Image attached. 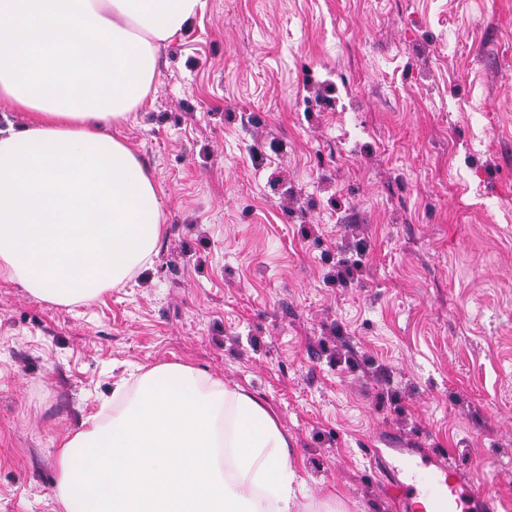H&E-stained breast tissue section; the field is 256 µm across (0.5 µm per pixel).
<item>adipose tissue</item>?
Segmentation results:
<instances>
[{"label": "adipose tissue", "mask_w": 512, "mask_h": 512, "mask_svg": "<svg viewBox=\"0 0 512 512\" xmlns=\"http://www.w3.org/2000/svg\"><path fill=\"white\" fill-rule=\"evenodd\" d=\"M205 0H0V278L86 303L151 268L161 187L112 136L133 121L162 46ZM59 512H344L305 504L285 433L257 399L188 364L119 383L110 414L57 449Z\"/></svg>", "instance_id": "obj_1"}]
</instances>
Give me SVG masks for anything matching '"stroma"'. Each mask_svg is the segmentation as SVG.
<instances>
[{"label": "stroma", "mask_w": 512, "mask_h": 512, "mask_svg": "<svg viewBox=\"0 0 512 512\" xmlns=\"http://www.w3.org/2000/svg\"><path fill=\"white\" fill-rule=\"evenodd\" d=\"M117 134L158 254L0 280V512H58L60 441L168 363L262 401L310 501L395 512L368 449L429 448L512 512V0H206Z\"/></svg>", "instance_id": "obj_1"}]
</instances>
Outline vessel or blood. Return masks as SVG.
<instances>
[{"mask_svg":"<svg viewBox=\"0 0 512 512\" xmlns=\"http://www.w3.org/2000/svg\"><path fill=\"white\" fill-rule=\"evenodd\" d=\"M391 477L403 512H418L420 498H427L431 512H496L491 495L467 480L448 458L424 448L371 449ZM428 469L432 482L424 487L415 480L417 469Z\"/></svg>","mask_w":512,"mask_h":512,"instance_id":"b4317fda","label":"vessel or blood"}]
</instances>
